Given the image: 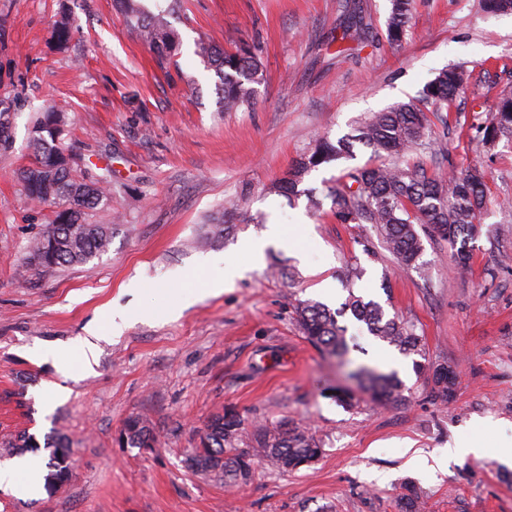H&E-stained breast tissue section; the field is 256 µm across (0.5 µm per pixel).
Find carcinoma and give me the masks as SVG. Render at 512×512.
Returning a JSON list of instances; mask_svg holds the SVG:
<instances>
[{
    "label": "carcinoma",
    "instance_id": "cac0c4a2",
    "mask_svg": "<svg viewBox=\"0 0 512 512\" xmlns=\"http://www.w3.org/2000/svg\"><path fill=\"white\" fill-rule=\"evenodd\" d=\"M179 0L153 12L141 0H117L133 32L164 64L177 48L170 23ZM348 29L358 35L368 30L362 10L343 4ZM414 0H390L386 19L388 40L400 44L413 18ZM194 54L219 78L217 94L225 112L253 102L255 86L263 80V71L255 51L235 52L198 41ZM470 78L461 66H449L438 72L424 91L422 103H396L374 112L361 121L354 133L333 141L325 134L314 137L312 146L291 165L286 176L274 181L268 192L285 196L292 202L306 197L315 210L322 203L316 191L303 187L306 176L324 164L345 161L347 166L327 187L330 210L339 224H371L402 269L424 270V245L420 231L448 244L456 269L465 272L471 266L473 246L479 233L481 211L486 201L483 171L465 167L449 173L412 161L416 151L426 149L435 133L436 123L447 125L448 111ZM63 115L52 108L41 113L33 126V159L21 169L18 178L27 196L40 205L54 207L52 218L34 238L27 252L29 263L45 270L86 264L106 253L112 244V225L90 224L87 212L112 201V192L99 179L76 175V157L61 142ZM482 140L492 144L503 137L512 139V95L501 98L496 112L476 126ZM358 149H367L379 158L376 164L352 165ZM363 268L353 264L341 274L347 296L336 309L313 300L298 301L297 319L303 335L317 349L340 362L355 348L346 336L347 326L340 319L348 316L368 335L405 357L419 377L430 379L437 394L448 398L453 377L448 368L435 366L426 358L422 337L416 327L398 315H388L373 299L355 293L351 281L361 277ZM353 376L380 406L406 401L402 380L396 371L359 367ZM120 441L128 448H153L155 435L149 421L132 416L125 422ZM31 435L23 433L5 443L0 453L12 456L25 448H34ZM262 452L264 464L279 473H288L317 460L323 448L315 436L290 422L259 424L246 431L244 421L232 408L212 416L199 436L196 448L185 459L186 467L226 487L246 482L255 470L253 449ZM70 474V451L54 445L47 486L64 484Z\"/></svg>",
    "mask_w": 512,
    "mask_h": 512
}]
</instances>
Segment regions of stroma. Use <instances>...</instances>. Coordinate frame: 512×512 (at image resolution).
Listing matches in <instances>:
<instances>
[{
    "mask_svg": "<svg viewBox=\"0 0 512 512\" xmlns=\"http://www.w3.org/2000/svg\"><path fill=\"white\" fill-rule=\"evenodd\" d=\"M377 36L340 38L339 0H183L171 22L174 66L161 68L112 0H0V105L12 125L0 149V443L28 431L27 454L47 475L50 440L72 452L69 480L34 498L0 489V512H399L414 495L420 512H512V141L483 144L474 126L512 95V14L493 16L480 0H416L401 45L386 38L389 0H361ZM67 15L68 50L53 23ZM227 51L255 48L264 73L251 106L218 104L214 71L194 54L197 40ZM449 65L470 79L448 114V133L423 160L444 170L481 165L486 210L465 275L447 244L424 237L429 270L400 269L369 224H340L306 199L268 193L311 137L336 139L361 119L418 99ZM54 105L66 109L64 143L90 176L112 189L111 208L88 213L112 224L108 253L88 264L44 272L25 268L29 242L52 217L17 179L32 159L30 131ZM250 215L229 236L197 245L212 214L229 205ZM280 225L260 264L243 246ZM365 270L356 292L415 323L429 360L454 372L449 400L416 377L411 359L356 334L350 357L396 371L405 405L383 408L300 332L297 301L323 300L351 256ZM242 275L218 296L172 316L182 297L222 275ZM390 292H383L382 283ZM136 311L119 337L101 342L92 370L75 348L92 321ZM68 364L69 379L58 374ZM65 396L44 403L50 383ZM355 394L352 405L336 400ZM234 408L245 422L288 421L323 446L318 460L282 475L257 466L227 488L188 470L184 460L209 418ZM148 417L152 449L119 442L130 416ZM494 429L480 431L483 421ZM481 435L484 457L427 456Z\"/></svg>",
    "mask_w": 512,
    "mask_h": 512,
    "instance_id": "1",
    "label": "stroma"
}]
</instances>
